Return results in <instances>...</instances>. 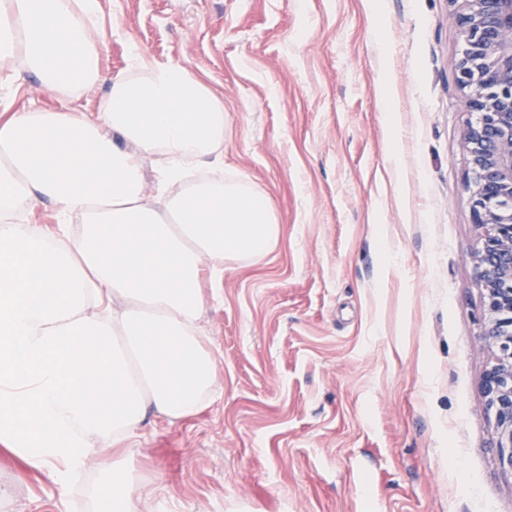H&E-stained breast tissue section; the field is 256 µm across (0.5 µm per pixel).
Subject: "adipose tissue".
<instances>
[{"label": "adipose tissue", "mask_w": 512, "mask_h": 512, "mask_svg": "<svg viewBox=\"0 0 512 512\" xmlns=\"http://www.w3.org/2000/svg\"><path fill=\"white\" fill-rule=\"evenodd\" d=\"M95 11L96 0H0V61L20 55L75 97L109 83L97 116L24 108L0 122V452L63 499L96 459L118 512H153L130 443L212 400L203 284L220 283L228 259L275 250L280 225L253 182L192 178L224 162L223 101L139 52L103 76L85 21ZM148 166L164 202L146 191ZM45 199L55 223H26ZM75 213L84 223L70 224Z\"/></svg>", "instance_id": "1"}]
</instances>
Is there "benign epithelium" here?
Segmentation results:
<instances>
[{"instance_id":"obj_1","label":"benign epithelium","mask_w":512,"mask_h":512,"mask_svg":"<svg viewBox=\"0 0 512 512\" xmlns=\"http://www.w3.org/2000/svg\"><path fill=\"white\" fill-rule=\"evenodd\" d=\"M462 44L457 81L471 119L463 135L466 190L478 247L481 338L493 349L481 389L498 436L501 468L512 473V0H450Z\"/></svg>"}]
</instances>
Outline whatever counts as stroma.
<instances>
[{"label": "stroma", "instance_id": "obj_1", "mask_svg": "<svg viewBox=\"0 0 512 512\" xmlns=\"http://www.w3.org/2000/svg\"><path fill=\"white\" fill-rule=\"evenodd\" d=\"M98 0L108 72L178 63L224 102V175L271 198L264 259L229 261L202 320L219 360L196 417L133 438L172 512H512L481 380L491 358L472 255L450 0ZM394 107L378 98L383 81ZM0 76V119L74 104ZM396 120H389V113ZM0 512H113L87 463L69 503L16 481Z\"/></svg>", "mask_w": 512, "mask_h": 512}]
</instances>
